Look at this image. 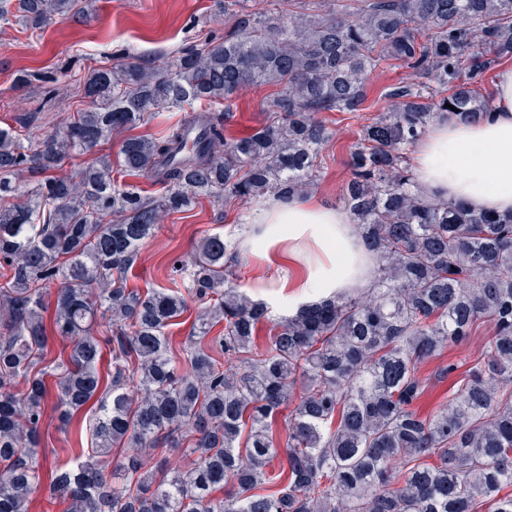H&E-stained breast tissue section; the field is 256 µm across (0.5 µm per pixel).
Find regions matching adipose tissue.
I'll return each mask as SVG.
<instances>
[{"label": "adipose tissue", "mask_w": 512, "mask_h": 512, "mask_svg": "<svg viewBox=\"0 0 512 512\" xmlns=\"http://www.w3.org/2000/svg\"><path fill=\"white\" fill-rule=\"evenodd\" d=\"M413 169L419 188L431 197L463 201L476 212L512 211V68L498 72L490 117L476 124L444 118L417 144ZM251 253H281L304 263L298 281L282 278L286 308L312 304L369 281V257L348 215L304 199H270L250 212Z\"/></svg>", "instance_id": "1"}]
</instances>
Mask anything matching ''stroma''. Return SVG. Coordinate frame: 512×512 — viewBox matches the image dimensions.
Listing matches in <instances>:
<instances>
[{
    "label": "stroma",
    "mask_w": 512,
    "mask_h": 512,
    "mask_svg": "<svg viewBox=\"0 0 512 512\" xmlns=\"http://www.w3.org/2000/svg\"><path fill=\"white\" fill-rule=\"evenodd\" d=\"M229 30L219 11V0H87L83 12L56 18L37 33L11 21H0V122L9 123L22 115L27 119V136L53 132L80 107L77 98L65 95V85L83 79L88 70L122 63L158 65L203 37L220 38ZM30 70L47 72L53 79L36 87L25 86L19 76ZM272 92L269 86H252L232 100L229 133L253 132L265 125ZM363 118V113L355 112L335 127L322 179L310 192L311 199L322 206L336 209L341 205L339 195L349 173L351 147ZM245 214V208L225 211L206 198L192 210L162 214L126 275L127 286L142 290L170 287L178 279L177 266L191 261L205 236L221 233L245 240L251 231L244 222ZM281 275L280 268L250 255L242 246L238 248L231 282L239 291L251 297L262 284L266 295L277 296ZM489 332V327H482L467 342L423 364L425 391L418 402L420 413H430L448 389L447 382L436 380L437 368L464 357ZM90 445L86 413H79L65 425L59 421L53 402H46L42 452L49 463L70 465L73 457Z\"/></svg>",
    "instance_id": "obj_1"
}]
</instances>
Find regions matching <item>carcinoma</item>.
<instances>
[{
  "instance_id": "carcinoma-1",
  "label": "carcinoma",
  "mask_w": 512,
  "mask_h": 512,
  "mask_svg": "<svg viewBox=\"0 0 512 512\" xmlns=\"http://www.w3.org/2000/svg\"><path fill=\"white\" fill-rule=\"evenodd\" d=\"M314 2L317 13L285 22L224 0L234 29L224 39L160 68L89 71L74 87L85 109L61 130L24 140L0 127V302L9 309L0 322V512H25L45 480L68 512H512V213L427 197L409 156L439 116H489L482 89L512 57V0H358L354 13L340 0ZM82 10L84 0H0V19L34 30ZM391 61L415 80L390 86L387 111L361 125L342 187L376 262L366 294L340 291L281 318L260 348L267 309L227 285L230 238L206 236L171 289L124 285L161 212L203 197L230 207L308 192L334 136L321 113L364 110L371 75ZM254 85L276 87L267 124L226 134L211 107ZM170 108L183 116L158 137L125 139L119 153L128 175L162 185L163 196L115 184L107 157L76 182L50 175ZM27 177L37 182L21 201L16 184ZM187 295L204 309L175 356L166 330L187 312ZM100 314L112 335H93ZM221 320L224 335L206 342ZM484 320L491 336L441 369L448 395L418 412L421 365ZM51 328L72 348L47 364ZM50 377L61 420L96 404V445L74 471L42 455ZM282 442L287 461L274 470ZM184 446L196 456L187 469L161 478L165 460L151 469L131 454L125 486H113L112 449Z\"/></svg>"
}]
</instances>
